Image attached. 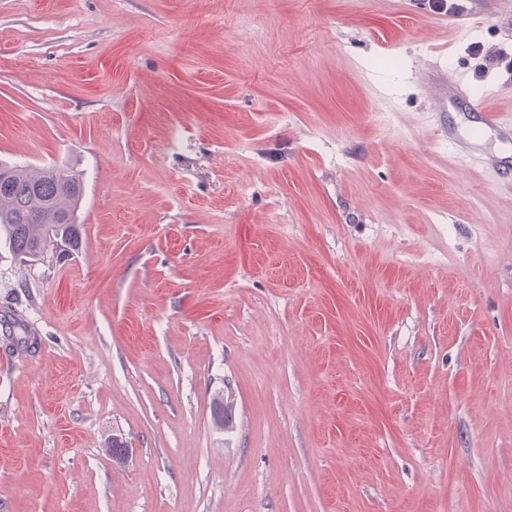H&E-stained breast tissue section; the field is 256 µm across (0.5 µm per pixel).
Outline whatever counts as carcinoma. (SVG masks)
Returning a JSON list of instances; mask_svg holds the SVG:
<instances>
[{"mask_svg": "<svg viewBox=\"0 0 512 512\" xmlns=\"http://www.w3.org/2000/svg\"><path fill=\"white\" fill-rule=\"evenodd\" d=\"M81 194V180L67 171L1 165L0 237L21 259H36L58 241L73 245Z\"/></svg>", "mask_w": 512, "mask_h": 512, "instance_id": "cac0c4a2", "label": "carcinoma"}]
</instances>
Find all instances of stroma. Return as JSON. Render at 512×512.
<instances>
[{
    "label": "stroma",
    "instance_id": "35a3bbf8",
    "mask_svg": "<svg viewBox=\"0 0 512 512\" xmlns=\"http://www.w3.org/2000/svg\"><path fill=\"white\" fill-rule=\"evenodd\" d=\"M489 50L512 0H0V163L83 187L67 257L0 242V512H512ZM450 86L455 95L452 104L469 112L477 120L478 126L474 134L476 140L483 139L492 131L497 132L508 142L512 140V118L504 119L498 112H492L488 105L487 93L474 94L467 88V83L460 81L450 82Z\"/></svg>",
    "mask_w": 512,
    "mask_h": 512
}]
</instances>
